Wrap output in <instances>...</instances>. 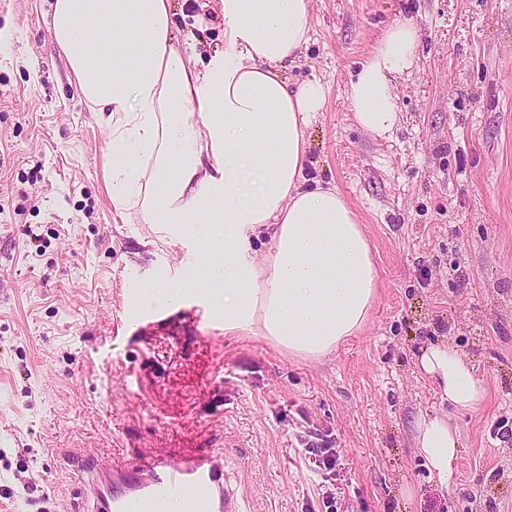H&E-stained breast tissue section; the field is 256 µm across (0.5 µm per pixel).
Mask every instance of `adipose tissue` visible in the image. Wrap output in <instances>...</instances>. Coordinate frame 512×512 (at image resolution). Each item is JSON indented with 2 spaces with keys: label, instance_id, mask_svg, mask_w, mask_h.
<instances>
[{
  "label": "adipose tissue",
  "instance_id": "obj_1",
  "mask_svg": "<svg viewBox=\"0 0 512 512\" xmlns=\"http://www.w3.org/2000/svg\"><path fill=\"white\" fill-rule=\"evenodd\" d=\"M221 5L224 53L204 68L174 38L171 0H49V16L81 96L111 131L116 161L106 178L117 213L199 225L204 252L223 238L203 280L225 334L321 359L363 331L380 278L352 205L304 173L306 130L325 88H290L282 69L309 41V0ZM420 39L398 20L360 60L348 91L360 129L394 130L396 82L415 66ZM261 236L270 246L257 255L251 241ZM419 365L457 409L481 407L485 391L455 347L425 348ZM414 446L448 482L459 437L447 418H417Z\"/></svg>",
  "mask_w": 512,
  "mask_h": 512
}]
</instances>
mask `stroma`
Wrapping results in <instances>:
<instances>
[{
	"instance_id": "1",
	"label": "stroma",
	"mask_w": 512,
	"mask_h": 512,
	"mask_svg": "<svg viewBox=\"0 0 512 512\" xmlns=\"http://www.w3.org/2000/svg\"><path fill=\"white\" fill-rule=\"evenodd\" d=\"M46 0H0V512H89L66 456L225 450L247 512H512V0H310L286 75L317 79L307 174L358 213L381 279L365 330L320 360L230 336L200 280L197 225L119 217L109 129L80 95ZM175 37L224 51L219 0H172ZM413 18L400 122L355 126L348 87ZM181 285L167 313L143 284ZM203 313L207 325L194 323ZM447 343L486 400L443 401L419 367ZM459 433L449 483L413 447L422 415ZM332 441L320 484L297 450ZM182 292V288H175L172 292H159L147 284L138 291L135 303L137 306H142L143 308H151L157 304L167 303L174 300L176 298L174 293L179 294Z\"/></svg>"
}]
</instances>
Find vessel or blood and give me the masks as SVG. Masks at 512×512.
I'll list each match as a JSON object with an SVG mask.
<instances>
[{
	"mask_svg": "<svg viewBox=\"0 0 512 512\" xmlns=\"http://www.w3.org/2000/svg\"><path fill=\"white\" fill-rule=\"evenodd\" d=\"M73 463L91 512H166L173 500L184 502L188 512H243L219 454L176 458L159 452L133 465L77 454Z\"/></svg>",
	"mask_w": 512,
	"mask_h": 512,
	"instance_id": "1",
	"label": "vessel or blood"
}]
</instances>
